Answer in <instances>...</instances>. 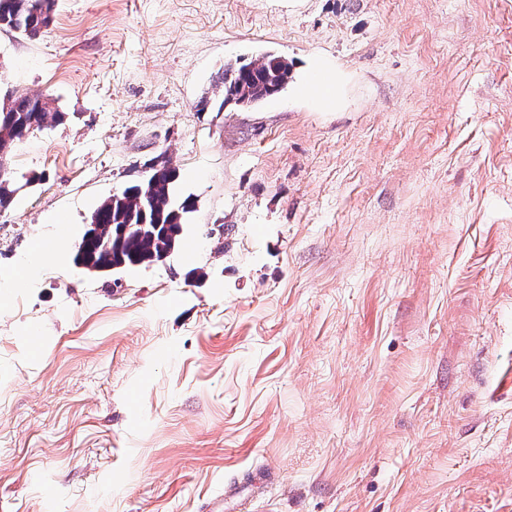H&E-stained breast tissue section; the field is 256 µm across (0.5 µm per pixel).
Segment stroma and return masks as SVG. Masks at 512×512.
<instances>
[{"label": "stroma", "mask_w": 512, "mask_h": 512, "mask_svg": "<svg viewBox=\"0 0 512 512\" xmlns=\"http://www.w3.org/2000/svg\"><path fill=\"white\" fill-rule=\"evenodd\" d=\"M7 93L0 512H512V0H55ZM157 157L195 251L79 268ZM228 64L224 66V73L220 77L224 88L222 106L227 104L229 88L238 82L251 84L256 93H259L256 100L259 101L280 92L290 77L288 62L276 60L275 57L263 58L259 62L234 64L235 66ZM337 84V76H322L313 83L302 88L301 94L302 96L308 97L322 105L336 104ZM64 117L63 112L41 96L11 95L3 100L0 107V211L10 207L16 191L11 188V172L5 163L11 147L49 120L58 122Z\"/></svg>", "instance_id": "stroma-1"}]
</instances>
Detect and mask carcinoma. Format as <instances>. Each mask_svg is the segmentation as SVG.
Masks as SVG:
<instances>
[{
	"label": "carcinoma",
	"mask_w": 512,
	"mask_h": 512,
	"mask_svg": "<svg viewBox=\"0 0 512 512\" xmlns=\"http://www.w3.org/2000/svg\"><path fill=\"white\" fill-rule=\"evenodd\" d=\"M51 4L52 0H0V28L23 38H35L49 24ZM289 77L288 62L264 58L235 66L226 64L220 80L226 91L239 82L250 84L262 100L280 92ZM63 119L64 113L41 96H10L0 104V210L8 209L14 200L11 172L6 165L11 147L45 123ZM150 170L154 186L149 199L140 197L139 185L134 184L123 190L122 210L112 209V203L105 200L92 213L91 220L108 227L112 235V253L93 247V265L121 260L126 269L137 268L151 249L159 246L160 237L123 235L120 224H148L152 228L159 225L166 230L167 237L174 238L175 250L191 249L183 221L193 211L194 201L176 193L178 174L167 162L157 160Z\"/></svg>",
	"instance_id": "1"
}]
</instances>
